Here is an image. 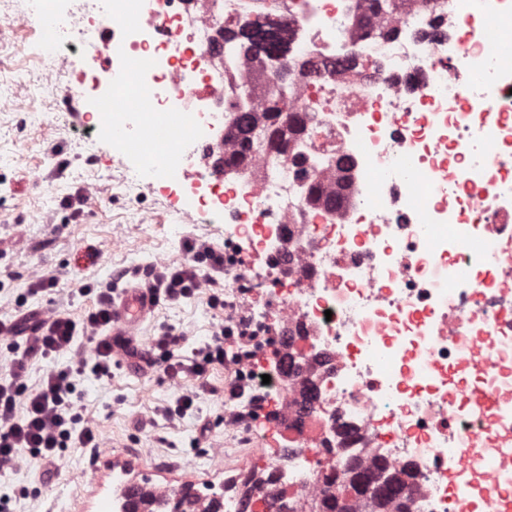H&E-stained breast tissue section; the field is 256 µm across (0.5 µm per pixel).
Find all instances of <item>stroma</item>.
<instances>
[{
  "label": "stroma",
  "mask_w": 512,
  "mask_h": 512,
  "mask_svg": "<svg viewBox=\"0 0 512 512\" xmlns=\"http://www.w3.org/2000/svg\"><path fill=\"white\" fill-rule=\"evenodd\" d=\"M20 3L22 24L0 42V98L17 104L0 112V321L24 309L77 319L113 280L144 282L156 267L183 260L189 241L224 248V232L178 223L180 204L162 181L93 130L94 108L76 91L87 53L44 62L29 55L46 14L40 0H0V14ZM46 66L56 74L49 87L41 82ZM35 270L56 277L54 292L28 293ZM207 295L159 301L111 376H74L78 411L103 444L95 455L67 449L53 464L20 451L17 466L0 471L11 512H99L114 484L145 478L158 487L208 483L235 492L242 475L259 468L255 444L224 434L227 368L172 380L150 349L165 327L182 332L183 354L210 343L224 312ZM191 391L192 409L175 414L178 397Z\"/></svg>",
  "instance_id": "1"
}]
</instances>
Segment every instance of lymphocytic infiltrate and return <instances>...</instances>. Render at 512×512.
I'll list each match as a JSON object with an SVG mask.
<instances>
[{
  "label": "lymphocytic infiltrate",
  "mask_w": 512,
  "mask_h": 512,
  "mask_svg": "<svg viewBox=\"0 0 512 512\" xmlns=\"http://www.w3.org/2000/svg\"><path fill=\"white\" fill-rule=\"evenodd\" d=\"M186 261L170 263L154 279L155 290L164 297L176 300L195 294L208 285L214 292L211 306L224 304L223 293L217 287L224 277V267L236 263L235 254L212 246L187 242ZM112 332V291L103 289L95 306L81 319L54 312L38 319L29 333H22L19 322H0V335L22 337L23 348L13 356L10 379L0 382V470L13 467L18 461L19 449H27L33 459L44 463L56 462L69 448H97L101 437L92 425H80L74 395L73 374L92 370L95 375L107 376L116 360L110 334ZM86 337L90 354L76 348V337ZM257 337L246 321L220 327L204 349L184 355L182 336L175 329L163 331L154 343L165 372L173 378L183 374H206L210 367L233 361H249L250 345ZM238 339L240 350L228 352L225 341ZM71 354L69 366L46 372L36 388L24 382L28 364L36 358Z\"/></svg>",
  "instance_id": "f902f5d3"
}]
</instances>
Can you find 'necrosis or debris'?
<instances>
[{"instance_id": "necrosis-or-debris-1", "label": "necrosis or debris", "mask_w": 512, "mask_h": 512, "mask_svg": "<svg viewBox=\"0 0 512 512\" xmlns=\"http://www.w3.org/2000/svg\"><path fill=\"white\" fill-rule=\"evenodd\" d=\"M34 56L83 49L107 36L112 69L144 70L141 106L113 94L103 124L135 133L125 149L173 177L191 174L181 221L220 224L227 245L262 267L224 268L226 322L278 321V349L299 375L272 370L277 449L263 451L285 499L321 484L329 446L338 464L413 463L412 512H460L512 498V5L419 0L385 38L360 33L334 0H48ZM289 24V61L327 64L300 81L311 106L300 140L317 168L352 163L344 206L306 204L285 161L232 178L207 156L224 148V99L241 82L274 78L262 58L242 62L225 23ZM247 288L258 301L237 300ZM316 391L314 407L301 408ZM487 475L450 485L459 463Z\"/></svg>"}]
</instances>
